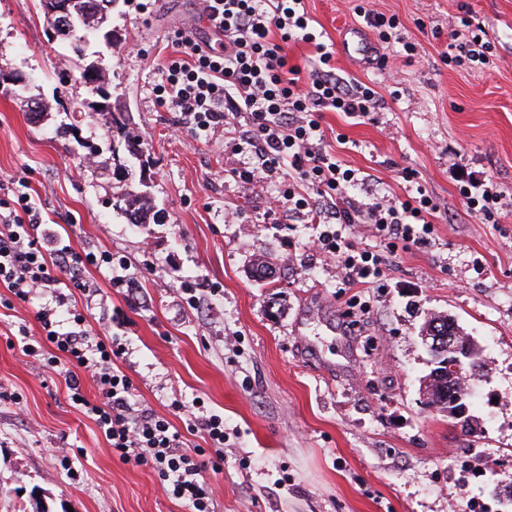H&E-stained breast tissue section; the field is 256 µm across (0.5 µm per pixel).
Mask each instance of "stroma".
<instances>
[{"label":"stroma","mask_w":512,"mask_h":512,"mask_svg":"<svg viewBox=\"0 0 512 512\" xmlns=\"http://www.w3.org/2000/svg\"><path fill=\"white\" fill-rule=\"evenodd\" d=\"M365 4L395 18L390 42L360 16ZM305 8L337 75L380 99L364 118L325 113L330 151L383 193L404 195L398 172L416 170L438 206L429 244L398 251L381 281L340 287L335 256L312 248L319 226L270 213L278 181L225 178L243 158L223 133L206 145L174 134L179 115L153 88L176 30L207 36L201 0H126L113 40L83 45L141 141L142 162L122 168L112 164L117 135L91 109L99 96L39 0H0V192L25 180L62 238L126 257L139 302L91 270L101 294L90 330L121 336L118 365L137 403L181 430L185 447L206 442L187 433L173 400L223 415V469L205 473L215 512H502L494 490L512 489V0ZM465 14L492 45L489 64L446 57L448 22ZM356 27L386 55L387 81L342 54L341 31ZM34 101L43 112H29ZM487 179L502 193L493 224L458 190ZM126 191L146 194L163 221L128 223L116 206ZM260 259L272 269L263 281ZM53 294L22 302L0 287V512H185L150 468L112 457L62 376L23 355L21 338L40 336L36 314ZM433 313L482 349L467 432L420 391L432 369L420 329Z\"/></svg>","instance_id":"1"}]
</instances>
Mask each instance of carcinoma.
<instances>
[{"mask_svg": "<svg viewBox=\"0 0 512 512\" xmlns=\"http://www.w3.org/2000/svg\"><path fill=\"white\" fill-rule=\"evenodd\" d=\"M120 0H72L71 12L79 23V27L59 17L52 18L50 26L59 42L68 45L73 54L82 56V44L89 35L103 34L110 20L111 14L117 10ZM110 96L102 97L99 103V111L110 114L109 125L124 138V145L129 155L135 156L140 147V141L130 135L128 123L123 114L112 111L109 102ZM120 210L130 224H149L157 220V213L146 195L127 192L121 195ZM422 334L431 337L440 345L448 344V337L461 336L463 332L460 326L447 315H432L425 321ZM430 395V404L435 407L445 408L448 398L461 389V379L450 380L448 375L440 374L430 378L427 385Z\"/></svg>", "mask_w": 512, "mask_h": 512, "instance_id": "carcinoma-1", "label": "carcinoma"}]
</instances>
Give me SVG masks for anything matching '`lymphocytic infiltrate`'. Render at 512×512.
<instances>
[{"label":"lymphocytic infiltrate","mask_w":512,"mask_h":512,"mask_svg":"<svg viewBox=\"0 0 512 512\" xmlns=\"http://www.w3.org/2000/svg\"><path fill=\"white\" fill-rule=\"evenodd\" d=\"M202 14L223 47L193 28L179 29L154 87L157 102L180 113L181 128L202 143L224 129L232 151L250 160L232 169V178L258 185L279 179L276 202L285 211L310 212L322 225L318 247L335 254L346 287L381 278L398 250L427 243L437 206L424 191L364 200L349 194L358 178L327 150L323 115L363 117L376 110L377 100L372 88L337 77L333 53L314 32L304 0H202ZM291 41L313 45L309 72L289 64L285 47ZM357 224L369 225L384 242L383 253L358 248L346 237ZM127 266L112 252L58 242L43 227L31 194L0 198V286L19 301L62 279L89 296V268ZM38 319L43 342L24 344L25 355L44 356L46 367L63 375L70 400L95 421L113 456L151 468L163 491L187 512H215L204 473L223 468V417L190 415L187 431H203L208 445L184 447L167 418L137 407L135 387L117 364L125 353L120 338L90 335L84 311L70 306L66 293L57 295L54 307L41 309ZM87 378L95 396L83 387Z\"/></svg>","instance_id":"obj_1"}]
</instances>
